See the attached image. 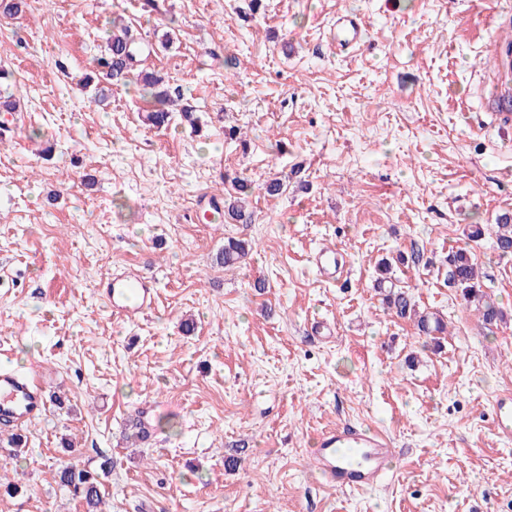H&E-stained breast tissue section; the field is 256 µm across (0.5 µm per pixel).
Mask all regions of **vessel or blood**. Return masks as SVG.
Wrapping results in <instances>:
<instances>
[{"label":"vessel or blood","mask_w":512,"mask_h":512,"mask_svg":"<svg viewBox=\"0 0 512 512\" xmlns=\"http://www.w3.org/2000/svg\"><path fill=\"white\" fill-rule=\"evenodd\" d=\"M337 51L361 45L363 27L350 12L339 13L330 29ZM488 59V84L479 87L481 98L490 107L492 124H512V43L495 38L485 45ZM314 263L323 276L332 279L342 274L337 251L316 253ZM153 277L121 275L106 282L100 290L109 308L133 319L152 309L155 301ZM48 401L35 383L0 368V423L18 429L44 416ZM494 421L503 434H512V393L500 395L494 405ZM321 479L339 490L359 491L376 485L393 459L390 440L383 434L348 427L322 431L313 452Z\"/></svg>","instance_id":"obj_1"}]
</instances>
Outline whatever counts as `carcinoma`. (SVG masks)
I'll return each mask as SVG.
<instances>
[{
	"label": "carcinoma",
	"mask_w": 512,
	"mask_h": 512,
	"mask_svg": "<svg viewBox=\"0 0 512 512\" xmlns=\"http://www.w3.org/2000/svg\"><path fill=\"white\" fill-rule=\"evenodd\" d=\"M98 74L124 85L134 84L150 92L158 101L159 107L148 115V121L156 128L169 124L172 114L180 111L188 118L193 112L189 105L182 104V96L171 97L167 90L160 88L162 77L143 72L136 68V50L127 41L126 28L112 23V32L107 39V49L104 54L95 59ZM495 249L502 258L512 256V215L502 214L495 226ZM248 254L245 244L229 240L224 244L222 262L230 265L239 262ZM389 263L384 261L378 268L377 288L383 295L384 304L396 316L414 319L418 330L424 335L444 332L446 326L439 318H431L430 314L417 309L412 295L392 284L384 287L386 275L389 274ZM448 286L460 292L464 302L473 307L481 321L487 326H493L503 320L502 310L482 289L479 271L471 251L460 247L448 253ZM58 482L66 487L73 496L81 499L86 512H101L103 498L100 492L99 475L80 469L73 464H65L57 468Z\"/></svg>",
	"instance_id": "obj_1"
}]
</instances>
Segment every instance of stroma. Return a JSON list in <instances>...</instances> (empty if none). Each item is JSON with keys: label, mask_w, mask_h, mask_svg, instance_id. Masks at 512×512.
<instances>
[{"label": "stroma", "mask_w": 512, "mask_h": 512, "mask_svg": "<svg viewBox=\"0 0 512 512\" xmlns=\"http://www.w3.org/2000/svg\"><path fill=\"white\" fill-rule=\"evenodd\" d=\"M341 10L367 28L342 54L327 41ZM508 13L512 0H30L0 15L14 81L0 102L16 104L0 138V362L50 400L18 453L0 447V512H83L57 465L107 459L105 512H512V437L493 420L512 391V257L493 247L512 129L480 132L475 93ZM117 16L192 121L149 126L157 102L133 85L90 104L82 79ZM206 194L245 202L252 223H212ZM230 238L252 250L227 267ZM414 243L427 265L392 280L443 316L437 350L373 288L380 260ZM465 244L504 314L489 330L448 286ZM325 247L338 280L310 262ZM128 271L158 277L135 321L99 293ZM154 402V441L132 439L128 417ZM345 424L393 443L374 488L315 471V436Z\"/></svg>", "instance_id": "stroma-1"}]
</instances>
